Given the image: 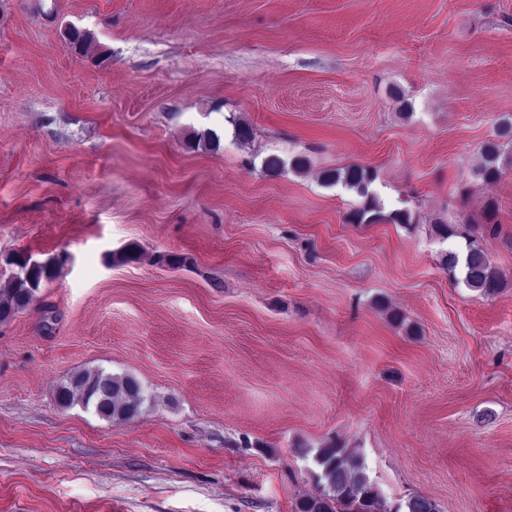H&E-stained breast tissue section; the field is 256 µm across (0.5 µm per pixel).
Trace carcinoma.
<instances>
[{
	"instance_id": "carcinoma-1",
	"label": "carcinoma",
	"mask_w": 512,
	"mask_h": 512,
	"mask_svg": "<svg viewBox=\"0 0 512 512\" xmlns=\"http://www.w3.org/2000/svg\"><path fill=\"white\" fill-rule=\"evenodd\" d=\"M65 37L77 54H87L93 36L77 27L66 29ZM482 163L476 174L486 184L497 182L506 165H512V120H502L493 139L481 147ZM322 181L328 186L340 185L356 192L362 198L360 206L349 215L351 224L392 222L411 226L418 222L416 213L409 209L384 212L378 197L370 190L374 173L360 164L323 172ZM465 231L458 225L439 223L435 234L442 240L461 238L465 241L460 251L450 249L441 253L440 265L451 274L461 272L466 287L483 295L501 288L502 278L491 264L473 221L465 219ZM5 263L14 267L7 280L0 284V324L10 322L17 313L36 299L41 285L56 277L62 261L39 265L31 256L14 252ZM56 401L63 408L80 404L93 407L105 420H130L141 415L148 402L142 383L132 375H114L102 370L77 371L61 382L56 389ZM320 468L317 491L299 499L295 512H439L438 505L422 495H413L404 503L392 507L370 480L362 457L347 451L335 440L323 444L314 454Z\"/></svg>"
}]
</instances>
